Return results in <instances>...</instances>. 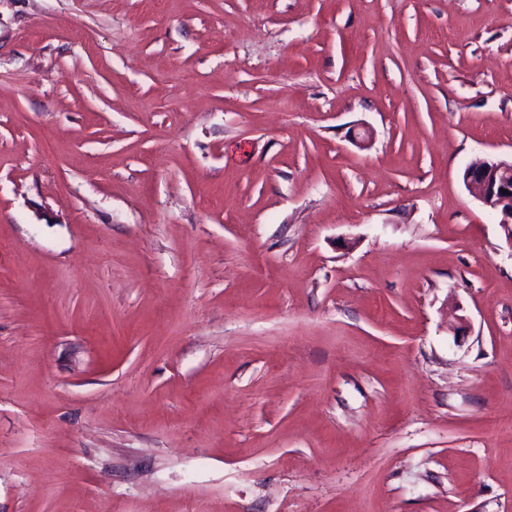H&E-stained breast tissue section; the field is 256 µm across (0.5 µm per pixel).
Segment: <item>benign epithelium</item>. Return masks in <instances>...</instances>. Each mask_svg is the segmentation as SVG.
<instances>
[{"label":"benign epithelium","instance_id":"obj_1","mask_svg":"<svg viewBox=\"0 0 512 512\" xmlns=\"http://www.w3.org/2000/svg\"><path fill=\"white\" fill-rule=\"evenodd\" d=\"M502 171L512 172V160L477 158L465 169V183L470 192L486 207L499 212L502 223L512 222V182L501 179Z\"/></svg>","mask_w":512,"mask_h":512}]
</instances>
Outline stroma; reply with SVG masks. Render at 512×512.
Wrapping results in <instances>:
<instances>
[{
    "instance_id": "35a3bbf8",
    "label": "stroma",
    "mask_w": 512,
    "mask_h": 512,
    "mask_svg": "<svg viewBox=\"0 0 512 512\" xmlns=\"http://www.w3.org/2000/svg\"><path fill=\"white\" fill-rule=\"evenodd\" d=\"M478 157L512 0H0V512H512Z\"/></svg>"
}]
</instances>
